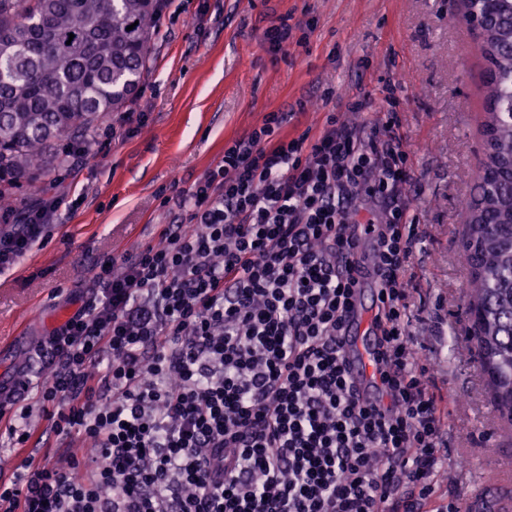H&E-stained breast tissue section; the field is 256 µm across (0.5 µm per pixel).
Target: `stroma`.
Listing matches in <instances>:
<instances>
[{"label":"stroma","instance_id":"stroma-1","mask_svg":"<svg viewBox=\"0 0 512 512\" xmlns=\"http://www.w3.org/2000/svg\"><path fill=\"white\" fill-rule=\"evenodd\" d=\"M448 0H163L142 88L121 125L96 128L97 152L67 157L24 186L26 201L68 194L43 246L0 274V341L24 333L0 372L34 360L41 336L89 294L104 255L132 253L185 212L162 204L224 155L225 141L288 113L282 131L318 132L326 113L369 128L397 113L412 162L410 195L420 240L407 278L421 313L411 331L431 365L437 397L451 408L443 440L448 469L431 512L461 502L473 484L512 469V424L494 413L464 316L469 272L459 262L483 157L485 62L475 36L448 20ZM313 20L306 47L275 56L264 33L279 15ZM360 100L359 112L347 104Z\"/></svg>","mask_w":512,"mask_h":512}]
</instances>
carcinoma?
<instances>
[{
	"instance_id": "carcinoma-1",
	"label": "carcinoma",
	"mask_w": 512,
	"mask_h": 512,
	"mask_svg": "<svg viewBox=\"0 0 512 512\" xmlns=\"http://www.w3.org/2000/svg\"><path fill=\"white\" fill-rule=\"evenodd\" d=\"M159 18L158 0H0V210L62 163L57 142L93 144L101 117L133 102ZM481 51L488 67L512 74L511 27L492 25ZM485 88V155L476 195L465 202L460 257L470 269L480 371L495 411L511 423L512 118L495 112L496 84Z\"/></svg>"
}]
</instances>
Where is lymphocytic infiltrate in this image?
Here are the masks:
<instances>
[{
  "label": "lymphocytic infiltrate",
  "mask_w": 512,
  "mask_h": 512,
  "mask_svg": "<svg viewBox=\"0 0 512 512\" xmlns=\"http://www.w3.org/2000/svg\"><path fill=\"white\" fill-rule=\"evenodd\" d=\"M286 120L266 113L225 144L182 192L184 223L96 263V292L36 346L50 373L34 396L0 385L14 446L41 444L37 412L66 460L0 477V512H423L448 456L410 330L423 232L400 122L392 112L365 133L330 112L317 135L289 137ZM63 204L0 213V274ZM367 283L365 397L343 338Z\"/></svg>",
  "instance_id": "obj_1"
}]
</instances>
